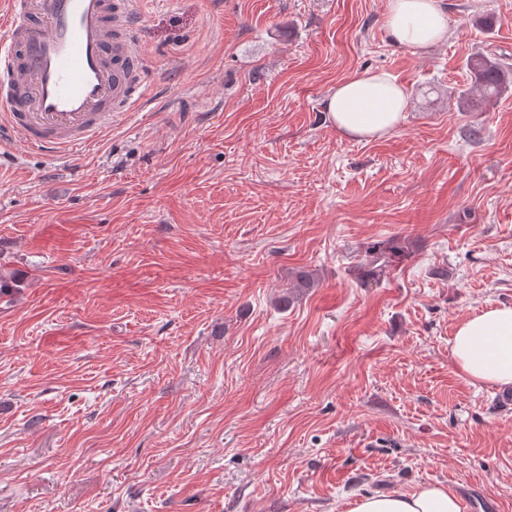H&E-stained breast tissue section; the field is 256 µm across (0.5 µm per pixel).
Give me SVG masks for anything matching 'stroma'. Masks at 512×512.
I'll return each instance as SVG.
<instances>
[{
	"mask_svg": "<svg viewBox=\"0 0 512 512\" xmlns=\"http://www.w3.org/2000/svg\"><path fill=\"white\" fill-rule=\"evenodd\" d=\"M137 0L148 108L64 159L0 148V512H349L448 487L512 512V400L454 367L512 304V0ZM383 71L408 116L359 141L337 83ZM406 254L380 282L364 252ZM316 279L290 306L298 271ZM386 27L392 41L425 49L448 38L442 0H388ZM466 67L473 73L477 81L479 98L474 102L470 94H466L463 103L469 109L479 108L497 98L512 85V67L505 66L495 57L476 55L467 59ZM404 253V247L394 242H377L368 246L365 251L363 265L368 268L369 278L378 281L383 276L386 267L390 266L395 258H399Z\"/></svg>",
	"mask_w": 512,
	"mask_h": 512,
	"instance_id": "35a3bbf8",
	"label": "stroma"
}]
</instances>
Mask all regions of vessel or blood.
<instances>
[{
	"mask_svg": "<svg viewBox=\"0 0 512 512\" xmlns=\"http://www.w3.org/2000/svg\"><path fill=\"white\" fill-rule=\"evenodd\" d=\"M135 0H0V141L50 158L148 105Z\"/></svg>",
	"mask_w": 512,
	"mask_h": 512,
	"instance_id": "b4317fda",
	"label": "vessel or blood"
}]
</instances>
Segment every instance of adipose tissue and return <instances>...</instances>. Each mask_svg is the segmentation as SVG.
I'll use <instances>...</instances> for the list:
<instances>
[{"mask_svg":"<svg viewBox=\"0 0 512 512\" xmlns=\"http://www.w3.org/2000/svg\"><path fill=\"white\" fill-rule=\"evenodd\" d=\"M385 22L392 41L412 48L425 49L448 37L442 0H388ZM407 107L405 87L391 75L373 71L336 85L324 104L330 122L360 140L393 133L403 124ZM450 357L470 382L512 388V305H495L462 320ZM350 512H461V504L447 487L427 484L409 492L357 497Z\"/></svg>","mask_w":512,"mask_h":512,"instance_id":"ef3b65f1","label":"adipose tissue"}]
</instances>
